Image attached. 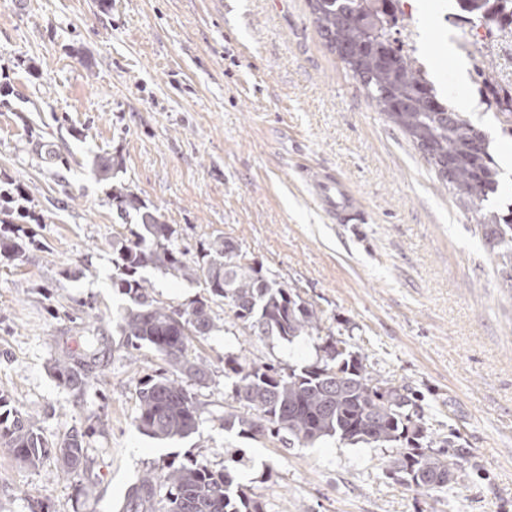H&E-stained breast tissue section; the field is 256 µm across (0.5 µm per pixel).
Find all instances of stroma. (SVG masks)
Returning a JSON list of instances; mask_svg holds the SVG:
<instances>
[{"label":"stroma","instance_id":"35a3bbf8","mask_svg":"<svg viewBox=\"0 0 512 512\" xmlns=\"http://www.w3.org/2000/svg\"><path fill=\"white\" fill-rule=\"evenodd\" d=\"M441 82L442 0H414ZM196 247L232 240L363 350L381 378L417 396L432 436L455 437L448 493L386 476L391 453L328 438L286 447L225 430L224 355L304 366L321 339L248 335L215 305L218 331L194 343L210 369L191 385L195 434L160 441L135 425L141 378L165 364L129 352L112 286L118 219L94 157ZM331 172L364 220L332 224L303 187ZM23 197L27 245L0 256V395L36 410L48 442L84 432V457L19 463L0 446V512H121L128 489L168 464L232 465L264 512H512V282L476 219L323 44L307 0H0V194ZM161 302L205 298L199 284L149 271ZM96 358L82 385L55 358Z\"/></svg>","mask_w":512,"mask_h":512}]
</instances>
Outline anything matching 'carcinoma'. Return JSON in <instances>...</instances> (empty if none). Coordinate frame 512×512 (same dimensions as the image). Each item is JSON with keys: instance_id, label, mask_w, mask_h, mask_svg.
<instances>
[{"instance_id": "cac0c4a2", "label": "carcinoma", "mask_w": 512, "mask_h": 512, "mask_svg": "<svg viewBox=\"0 0 512 512\" xmlns=\"http://www.w3.org/2000/svg\"><path fill=\"white\" fill-rule=\"evenodd\" d=\"M476 22L495 21L512 28V0H461ZM393 0H308L313 22L328 49L360 82L386 119L423 153L436 176L496 250L512 282V201L493 207L502 169L483 127L455 109L414 58L394 47ZM99 180L111 184L118 218L134 214L141 231L112 241V287L128 298L116 316L121 335L135 350L157 354L171 369L142 379L137 389L136 427L161 440L185 438L198 429L199 405L188 383H202L208 366L192 354L194 341L218 330L212 305L224 303L232 319L253 336L292 341L324 332L323 312L300 293L263 273L239 247L221 236L201 244L199 252L175 244V230L118 178L120 162L92 161ZM24 250L18 237H0V255ZM194 281L209 298L186 307L168 306L152 294L142 271ZM325 356L300 369L256 362L243 355L224 356V371L235 375L224 412V429L257 439L268 437L308 447L325 438L360 443L393 452V472L401 484L421 493L443 492L457 462L445 450L448 439L426 434L412 393L381 380L368 357L347 349L327 333ZM55 377L75 386L86 375L81 361L55 360ZM84 434L77 431L56 444L44 437L35 417L0 396V444L28 466L54 453L64 470L84 456ZM122 512H263L261 503L234 483L229 467L214 470L204 461L171 464L159 477L146 476L125 497Z\"/></svg>"}]
</instances>
